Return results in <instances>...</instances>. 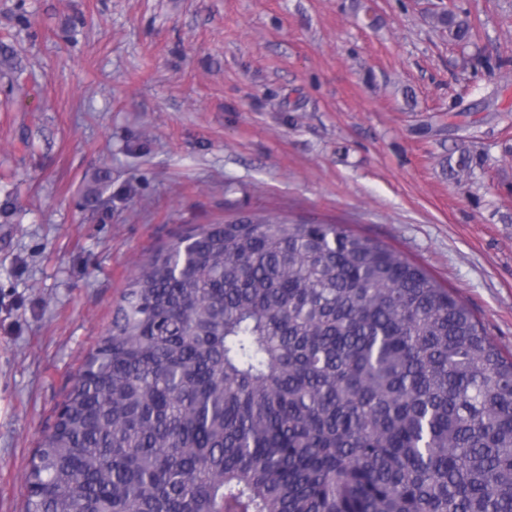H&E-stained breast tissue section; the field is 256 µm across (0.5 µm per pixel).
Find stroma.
<instances>
[{
	"label": "stroma",
	"instance_id": "35a3bbf8",
	"mask_svg": "<svg viewBox=\"0 0 512 512\" xmlns=\"http://www.w3.org/2000/svg\"><path fill=\"white\" fill-rule=\"evenodd\" d=\"M235 210L378 236L512 353V0H0V512L138 264ZM429 18L436 30L447 33L448 38L457 44H467L475 35L466 13L460 15L452 10L442 9L433 12Z\"/></svg>",
	"mask_w": 512,
	"mask_h": 512
}]
</instances>
